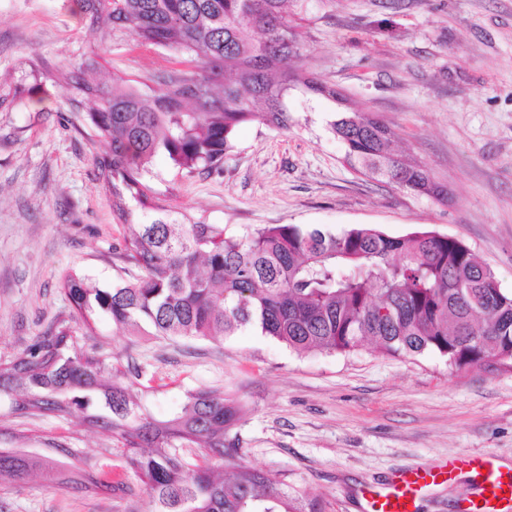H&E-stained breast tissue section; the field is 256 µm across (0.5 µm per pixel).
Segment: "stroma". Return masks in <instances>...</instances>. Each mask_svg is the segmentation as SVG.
Returning a JSON list of instances; mask_svg holds the SVG:
<instances>
[{
    "label": "stroma",
    "instance_id": "obj_1",
    "mask_svg": "<svg viewBox=\"0 0 512 512\" xmlns=\"http://www.w3.org/2000/svg\"><path fill=\"white\" fill-rule=\"evenodd\" d=\"M298 67L373 112L399 153L423 163L448 195L438 201L369 181L344 161L327 122L294 93L285 130L246 124L217 171L192 175L156 156L144 181L175 215L240 237L265 224L335 232L355 226L399 237L418 229L468 245L512 292V0H304L295 17ZM95 60L155 89L152 74L186 73L185 56L130 36L101 43L65 0H0V361L50 324L71 321L60 289L77 272L108 286L120 276L126 228L112 213L95 157L105 150L71 121L63 83L33 91L30 63L56 73ZM76 348L121 366L136 400L165 419L202 389L242 409L232 430L242 463L325 512H361L363 489L396 471L480 457L512 466V369L457 370L434 354L394 357L363 344L351 354H298L247 330L220 339L133 336L109 320L73 323ZM150 388H143L142 380ZM122 440L82 410L34 416L0 402V448L51 460L69 486L41 473L0 484V512H147L120 455ZM104 473L125 491L85 489ZM475 493L467 474L432 487L420 512H457Z\"/></svg>",
    "mask_w": 512,
    "mask_h": 512
}]
</instances>
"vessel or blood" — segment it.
<instances>
[{
    "instance_id": "vessel-or-blood-1",
    "label": "vessel or blood",
    "mask_w": 512,
    "mask_h": 512,
    "mask_svg": "<svg viewBox=\"0 0 512 512\" xmlns=\"http://www.w3.org/2000/svg\"><path fill=\"white\" fill-rule=\"evenodd\" d=\"M476 474L477 494L469 500L470 512H502L504 503L512 502V468L506 469L490 460L469 462ZM458 464L449 461L438 470L413 468L393 474L381 486L363 494L365 512H419L418 500L440 479L452 476Z\"/></svg>"
}]
</instances>
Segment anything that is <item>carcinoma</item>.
<instances>
[{
  "mask_svg": "<svg viewBox=\"0 0 512 512\" xmlns=\"http://www.w3.org/2000/svg\"><path fill=\"white\" fill-rule=\"evenodd\" d=\"M104 42L121 33L146 48L191 58L196 71L158 76L145 93L122 77L101 84L85 62L51 81L71 86L70 111L105 141L96 158L112 211L129 226L119 258L129 281L101 286L76 272L61 288L86 331L106 317L131 334L230 337L247 328L296 353H350L363 342L388 355L437 354L462 370L512 364V293L462 241L432 231L392 237L366 226L338 234L266 225L241 238L224 226L173 215L143 182L165 155L193 173L223 164L244 123L288 129V94L342 101L301 68L299 0H77ZM330 130L361 175L431 198L446 194L426 166L397 154L395 133L370 112H338ZM14 410L66 417L77 407L93 427L123 440L150 512H323L263 471L239 461L230 432L239 409L212 390L188 396L167 420L140 414L125 373L76 350L57 322L0 362V397ZM206 450L203 460L196 450ZM38 460L0 449V482L23 481Z\"/></svg>",
  "mask_w": 512,
  "mask_h": 512,
  "instance_id": "carcinoma-1",
  "label": "carcinoma"
}]
</instances>
